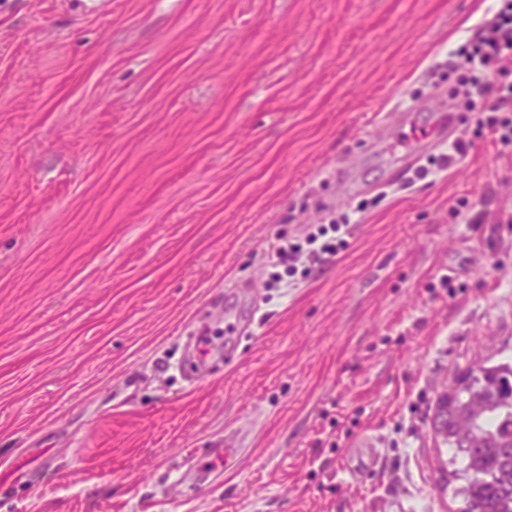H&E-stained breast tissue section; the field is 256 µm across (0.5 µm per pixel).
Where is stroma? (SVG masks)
Returning <instances> with one entry per match:
<instances>
[{"instance_id":"35a3bbf8","label":"stroma","mask_w":512,"mask_h":512,"mask_svg":"<svg viewBox=\"0 0 512 512\" xmlns=\"http://www.w3.org/2000/svg\"><path fill=\"white\" fill-rule=\"evenodd\" d=\"M498 7L0 0V512H458L430 420L512 363V146L403 142Z\"/></svg>"}]
</instances>
